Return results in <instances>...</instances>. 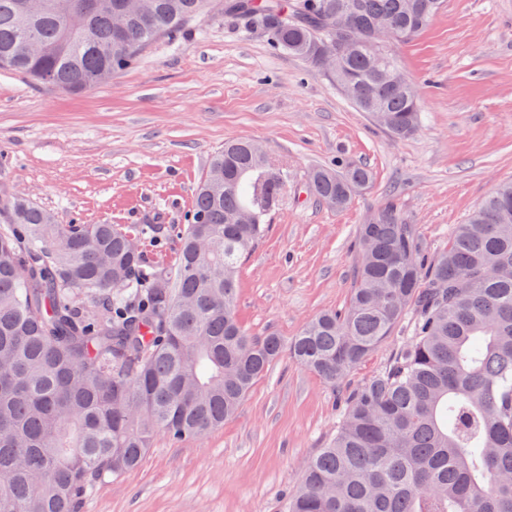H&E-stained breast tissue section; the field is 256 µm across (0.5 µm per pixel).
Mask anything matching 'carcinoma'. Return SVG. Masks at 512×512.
I'll list each match as a JSON object with an SVG mask.
<instances>
[{
    "mask_svg": "<svg viewBox=\"0 0 512 512\" xmlns=\"http://www.w3.org/2000/svg\"><path fill=\"white\" fill-rule=\"evenodd\" d=\"M0 0V71L79 94L207 13L210 0ZM444 0H224L341 86L390 135H413L417 92L392 46ZM308 192L340 209L372 182L339 161ZM288 174L251 140L224 145L188 223L170 227L173 265L148 256L162 224H62L22 198L0 201V512H77L102 481L138 468L162 433L196 439L232 417L281 353L236 313L238 273L282 206ZM345 309L309 321L290 354L334 386L393 335L389 367L351 393L329 445L287 512H512V182L423 252L388 202L357 226Z\"/></svg>",
    "mask_w": 512,
    "mask_h": 512,
    "instance_id": "carcinoma-1",
    "label": "carcinoma"
}]
</instances>
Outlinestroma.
<instances>
[{"instance_id": "35a3bbf8", "label": "stroma", "mask_w": 512, "mask_h": 512, "mask_svg": "<svg viewBox=\"0 0 512 512\" xmlns=\"http://www.w3.org/2000/svg\"><path fill=\"white\" fill-rule=\"evenodd\" d=\"M394 50L420 101L405 139L225 17L224 0L80 94L0 72V198L22 195L64 224H181L210 157L227 140L256 141L287 168L288 192L240 266L237 316L253 336L291 341L347 305L355 230L371 212L394 202L434 255L512 180V0H446ZM341 158L373 181L336 211L307 195L306 178ZM413 320L333 387L282 352L223 427L179 444L157 436L138 469L101 484L79 512H285L347 396L388 366Z\"/></svg>"}]
</instances>
